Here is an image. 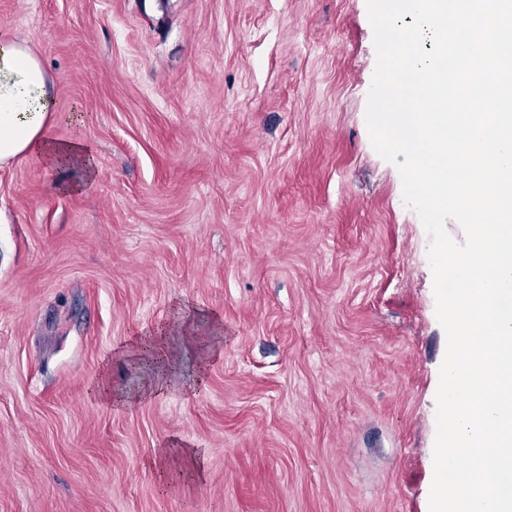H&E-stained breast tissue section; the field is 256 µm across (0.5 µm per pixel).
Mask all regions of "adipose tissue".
I'll return each mask as SVG.
<instances>
[{
	"label": "adipose tissue",
	"mask_w": 512,
	"mask_h": 512,
	"mask_svg": "<svg viewBox=\"0 0 512 512\" xmlns=\"http://www.w3.org/2000/svg\"><path fill=\"white\" fill-rule=\"evenodd\" d=\"M54 86L47 78L34 51L14 39H0V165L18 157L32 158L58 169L78 173L68 185L76 190L90 183L96 174V156L89 143L53 139L48 126L56 121L53 110ZM168 327L158 328L142 348L157 375L153 393L185 386L177 376L174 361L165 348Z\"/></svg>",
	"instance_id": "ef3b65f1"
}]
</instances>
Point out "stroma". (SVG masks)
Wrapping results in <instances>:
<instances>
[{
	"label": "stroma",
	"mask_w": 512,
	"mask_h": 512,
	"mask_svg": "<svg viewBox=\"0 0 512 512\" xmlns=\"http://www.w3.org/2000/svg\"><path fill=\"white\" fill-rule=\"evenodd\" d=\"M1 37L97 175L0 166V512H429L446 338L367 0H0ZM177 310L200 385L98 399L150 385L130 347Z\"/></svg>",
	"instance_id": "obj_1"
}]
</instances>
